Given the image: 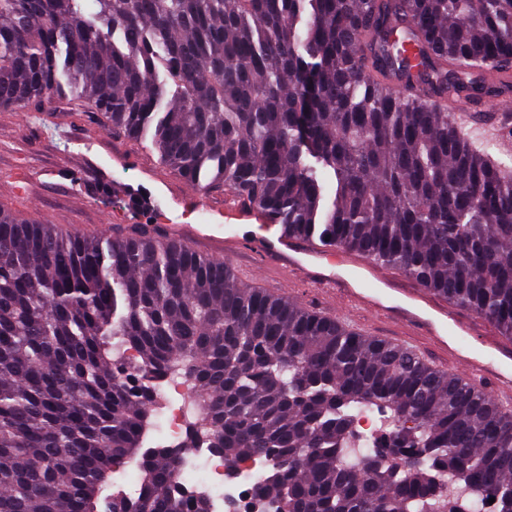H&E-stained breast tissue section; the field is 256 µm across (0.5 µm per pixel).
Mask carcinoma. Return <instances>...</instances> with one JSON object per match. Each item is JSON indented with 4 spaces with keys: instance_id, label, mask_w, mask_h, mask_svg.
<instances>
[{
    "instance_id": "cac0c4a2",
    "label": "carcinoma",
    "mask_w": 512,
    "mask_h": 512,
    "mask_svg": "<svg viewBox=\"0 0 512 512\" xmlns=\"http://www.w3.org/2000/svg\"><path fill=\"white\" fill-rule=\"evenodd\" d=\"M417 90L395 96L390 83ZM512 88V0H0V107L72 94L204 194L352 247L512 337V156L452 106ZM179 373L288 512H512V410L148 224L0 207V512H211L146 447ZM384 413L361 452L362 409ZM131 467L136 497L105 495Z\"/></svg>"
}]
</instances>
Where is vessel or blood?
I'll use <instances>...</instances> for the list:
<instances>
[{
	"instance_id": "vessel-or-blood-1",
	"label": "vessel or blood",
	"mask_w": 512,
	"mask_h": 512,
	"mask_svg": "<svg viewBox=\"0 0 512 512\" xmlns=\"http://www.w3.org/2000/svg\"><path fill=\"white\" fill-rule=\"evenodd\" d=\"M454 119L477 138L499 142L512 127V100H501L488 114L461 108ZM224 218L221 224H162L158 231L168 241L217 247L225 261L301 279L319 305L335 308L352 330L369 335L374 324L387 325L403 347L433 352L449 369L464 371L470 382L512 404V342L481 317L452 308L413 279L345 246L291 235L230 192L224 196ZM246 220L254 221V228L243 229Z\"/></svg>"
}]
</instances>
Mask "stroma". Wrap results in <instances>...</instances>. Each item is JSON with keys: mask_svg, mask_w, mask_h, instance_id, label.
<instances>
[{"mask_svg": "<svg viewBox=\"0 0 512 512\" xmlns=\"http://www.w3.org/2000/svg\"><path fill=\"white\" fill-rule=\"evenodd\" d=\"M59 105L40 112L0 108V172L25 160L41 213L26 199L0 188V206L21 219L39 218L63 229L102 234L119 224H146L153 212L185 222L193 204L189 186L160 164L149 144L105 126L101 116L72 101L65 122ZM122 223H114V214Z\"/></svg>", "mask_w": 512, "mask_h": 512, "instance_id": "1", "label": "stroma"}]
</instances>
